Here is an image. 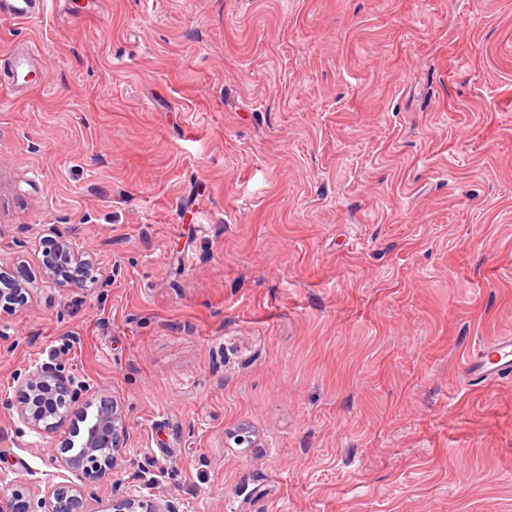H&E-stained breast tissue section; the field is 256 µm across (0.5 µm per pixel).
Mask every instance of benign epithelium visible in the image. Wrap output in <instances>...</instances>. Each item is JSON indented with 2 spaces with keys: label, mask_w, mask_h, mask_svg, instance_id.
Instances as JSON below:
<instances>
[{
  "label": "benign epithelium",
  "mask_w": 512,
  "mask_h": 512,
  "mask_svg": "<svg viewBox=\"0 0 512 512\" xmlns=\"http://www.w3.org/2000/svg\"><path fill=\"white\" fill-rule=\"evenodd\" d=\"M48 279L59 285L81 284L77 272L83 265L76 249L64 240L57 249L43 256ZM23 301L21 284L6 271H0V314L13 310ZM90 386L50 365H40L16 378L15 410L19 420L37 434L57 433L66 427L69 414L76 404L88 397ZM125 416L112 400L103 401L95 421L75 453H70L74 441L65 438L60 445L62 467L93 479H103L115 468L126 437ZM138 496L112 501V512H135L143 507ZM0 512H87L83 494L71 481L51 486L42 497L34 491L14 490L12 496L0 502Z\"/></svg>",
  "instance_id": "benign-epithelium-1"
}]
</instances>
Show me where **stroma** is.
<instances>
[{"label": "stroma", "instance_id": "obj_1", "mask_svg": "<svg viewBox=\"0 0 512 512\" xmlns=\"http://www.w3.org/2000/svg\"><path fill=\"white\" fill-rule=\"evenodd\" d=\"M38 52L17 91L9 58ZM90 269L49 283L46 241ZM0 474L44 363L117 401L179 512H512V0H48L0 17ZM0 316L23 301L21 284L0 268ZM511 362L512 336H497L473 345L467 351L464 366L468 376L490 382L502 379Z\"/></svg>", "mask_w": 512, "mask_h": 512}]
</instances>
